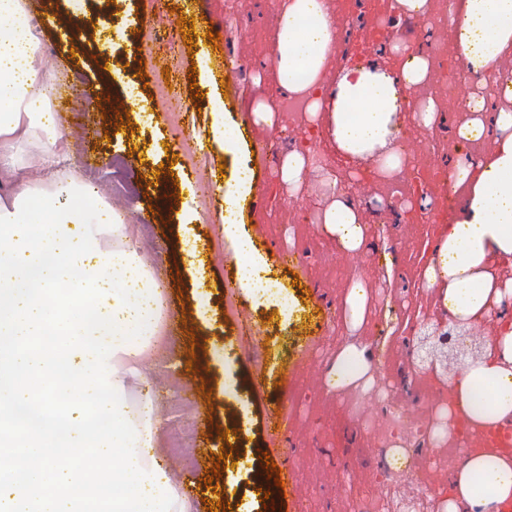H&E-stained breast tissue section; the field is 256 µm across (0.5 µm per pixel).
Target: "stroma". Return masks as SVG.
Returning a JSON list of instances; mask_svg holds the SVG:
<instances>
[{"label":"stroma","instance_id":"stroma-1","mask_svg":"<svg viewBox=\"0 0 512 512\" xmlns=\"http://www.w3.org/2000/svg\"><path fill=\"white\" fill-rule=\"evenodd\" d=\"M227 0H85L72 13L68 0H26L41 41L36 60L39 75H55L48 94L67 89L83 119H68L56 109L62 139L57 150L82 182L111 202L116 182L131 186L119 211L129 225L132 244L150 269L164 279L163 299L169 315L167 333L174 340L172 357L140 356L137 366L149 376L159 418L157 450L189 512H238L245 497L259 496L252 475L238 473L247 454L257 471L267 461L291 468L305 500L306 512H349L356 495L371 492L367 449L375 440L367 421L346 410V390L327 385L338 352L348 344L370 343L368 324H387L379 347L389 354L380 378L403 390L425 345L421 324L449 329L454 325L438 300V289L426 287L424 271L432 258L424 254L427 238H439L443 225L461 216L465 198L444 208L433 196L406 197L384 225L385 240L404 244L398 264L373 265L364 253L346 254L324 228L327 195L319 188L318 171L307 166L299 186L284 182L280 166L263 164L258 150L275 144L281 154L319 155L330 177L382 201L385 189L373 175V161L343 158L328 135L325 116L284 108L286 91L278 80L277 25L268 15V0H237V23L224 25ZM107 17L111 38L98 36V19ZM219 33L206 40L207 30ZM239 62L249 63V79L225 67L227 45ZM455 83L460 97L491 92V83L470 74L460 61L444 60L431 68L415 100L436 99L438 119L423 131L403 123L394 142L413 146L420 161L450 169L448 138L462 110L439 98L435 82ZM179 95L181 122L172 124L162 112L160 89ZM136 100L130 125L93 112L102 96ZM273 110L272 123L256 122L258 104ZM223 106L224 119L235 130L231 150L214 149L212 114ZM254 184L234 213L275 279L297 305L291 322H283L276 305L251 302L237 295V307L224 306V283L236 281L233 246L224 238V187L237 173ZM172 197L171 208L152 213L158 189ZM365 286V320L347 321V298L355 283ZM260 346L261 364L245 353ZM225 352L230 369L209 364L190 367L193 354ZM241 386L238 399L225 400L224 375ZM209 410L217 422L239 424L237 442L207 434L198 413ZM189 429L190 459L178 465L165 450L173 433ZM223 457L220 494L207 477L211 461Z\"/></svg>","mask_w":512,"mask_h":512}]
</instances>
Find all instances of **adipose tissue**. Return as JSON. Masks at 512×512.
<instances>
[{
    "instance_id": "ef3b65f1",
    "label": "adipose tissue",
    "mask_w": 512,
    "mask_h": 512,
    "mask_svg": "<svg viewBox=\"0 0 512 512\" xmlns=\"http://www.w3.org/2000/svg\"><path fill=\"white\" fill-rule=\"evenodd\" d=\"M25 0H0V170L12 181L0 194V512H186L155 454L154 395L136 366L165 310L149 268L129 242L127 224L69 170L37 185L23 178V143L56 147L62 138L34 67L40 39L20 25ZM456 52L475 74L494 76L512 45V0H463L450 13ZM335 39L326 0H286L278 29V78L289 91H312L310 114L329 113V132L345 155L381 158L382 171L400 157L387 151L396 104L428 76L426 57L405 56L399 75L348 69L331 98L317 90ZM469 119L456 131L453 184H468L461 221L448 225L440 268L427 287L454 318L476 322L512 297L497 262L512 259V113L499 112L500 136L487 157L470 160L484 125L482 99L470 95ZM324 228L346 251H357L363 226L333 202ZM224 237L238 255L240 288L258 303L279 302L261 288L264 262L240 224L225 220ZM361 348L336 357L328 383L344 389L366 381ZM449 414L473 427L512 417V325L498 328L486 355L468 363L451 386ZM68 464H60V456ZM443 512H500L512 501V459L470 456L452 477Z\"/></svg>"
}]
</instances>
